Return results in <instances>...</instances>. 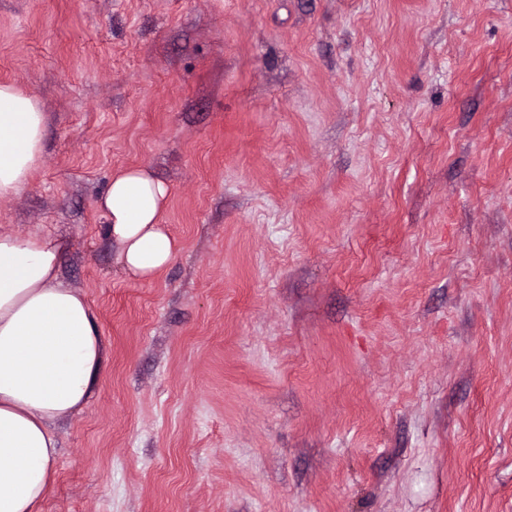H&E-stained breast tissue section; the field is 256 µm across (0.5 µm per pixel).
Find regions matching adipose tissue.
I'll return each mask as SVG.
<instances>
[{
	"mask_svg": "<svg viewBox=\"0 0 512 512\" xmlns=\"http://www.w3.org/2000/svg\"><path fill=\"white\" fill-rule=\"evenodd\" d=\"M40 100L0 83V198L18 193L43 157ZM168 185L143 168L113 174L100 206L128 276L149 280L180 250L161 219ZM51 235L0 233V512H40L56 477V424L81 413L104 360L96 315L59 274Z\"/></svg>",
	"mask_w": 512,
	"mask_h": 512,
	"instance_id": "1",
	"label": "adipose tissue"
}]
</instances>
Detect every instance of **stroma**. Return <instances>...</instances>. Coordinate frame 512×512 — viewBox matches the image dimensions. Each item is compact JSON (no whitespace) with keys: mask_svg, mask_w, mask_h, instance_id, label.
I'll return each mask as SVG.
<instances>
[{"mask_svg":"<svg viewBox=\"0 0 512 512\" xmlns=\"http://www.w3.org/2000/svg\"><path fill=\"white\" fill-rule=\"evenodd\" d=\"M3 81L47 124L0 231L104 341L41 512H512V0H0ZM169 194L168 185L146 169L126 168L112 175L100 206L126 275L150 280L180 251L179 242L161 223Z\"/></svg>","mask_w":512,"mask_h":512,"instance_id":"obj_1","label":"stroma"}]
</instances>
